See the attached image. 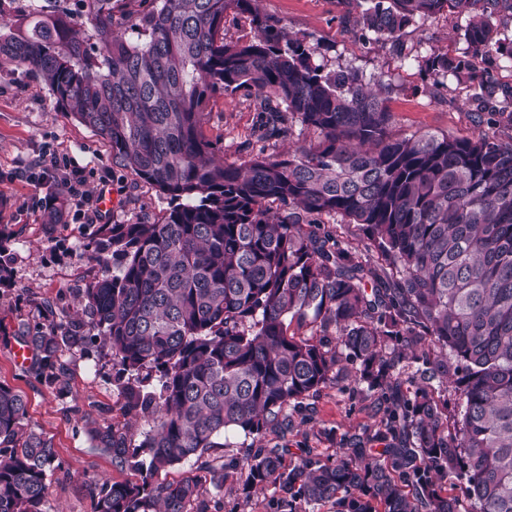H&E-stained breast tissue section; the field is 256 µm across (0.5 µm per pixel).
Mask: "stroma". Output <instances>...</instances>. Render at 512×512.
<instances>
[{"instance_id":"1","label":"stroma","mask_w":512,"mask_h":512,"mask_svg":"<svg viewBox=\"0 0 512 512\" xmlns=\"http://www.w3.org/2000/svg\"><path fill=\"white\" fill-rule=\"evenodd\" d=\"M261 6L290 31L317 45L329 67H352L365 80L378 77L389 84L393 135L475 131L470 108L461 104L462 88L433 91L419 66L402 68L396 59L400 49L419 56L434 49L460 53L465 47L460 38L463 17L442 16L413 25L399 44L383 41L366 50L347 30V8L342 0H262ZM209 111L205 133L220 140L225 161L239 164L248 160L247 146L260 134L251 100L218 94L211 99ZM54 154L63 159L68 171L85 179L88 188L111 199L106 223L156 221L167 201L154 188L134 183L131 175L114 166L105 140L57 111L41 81L9 67L0 70V225L11 232L15 253L13 284L0 288V382L25 396L30 425L52 438L63 462L62 470L51 478L47 512H93L88 495L92 482L139 479L133 469L114 468L83 429L88 419L106 420L119 427L126 421L110 358L96 352L72 357L70 393L59 398L16 365L10 350L21 319L16 289L55 299L82 287L95 271L84 256L91 229L77 213L68 212L64 223L51 227L40 222L46 196L57 189L56 182L41 180V167ZM74 401L80 414H65V407ZM308 414L307 423L293 424L285 434L271 432L262 438L228 435L225 454L244 459L257 448L279 444L295 456L303 448H348L356 439L362 447L376 446L372 436L380 415L376 396L366 386L346 380L323 389L310 398ZM238 479L237 473L228 474L224 494L210 512H269L270 492L243 498L236 491Z\"/></svg>"}]
</instances>
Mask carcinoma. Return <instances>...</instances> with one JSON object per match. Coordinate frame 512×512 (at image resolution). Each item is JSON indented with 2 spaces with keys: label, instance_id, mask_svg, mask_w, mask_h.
<instances>
[{
  "label": "carcinoma",
  "instance_id": "carcinoma-1",
  "mask_svg": "<svg viewBox=\"0 0 512 512\" xmlns=\"http://www.w3.org/2000/svg\"><path fill=\"white\" fill-rule=\"evenodd\" d=\"M0 0V68L46 85L58 111L101 136L112 163L168 200L153 223L95 224L85 245L98 266L76 309L17 289L34 316L18 341L26 372L67 394L69 357H112L123 412L148 425L91 423L86 434L138 482L89 488L94 512H210L224 471L246 498L272 485L273 512H462L448 480L479 512H512V87L474 58L512 60V0H342L365 44L466 15V51L437 49L419 67L434 85L465 87L478 132L395 136L389 87L355 68L330 69L318 47L265 13L260 0H160L143 15L113 0H45L14 18ZM252 36L228 41V13ZM243 93L263 145L240 165L204 132L208 103ZM317 135L288 153L287 120ZM58 187L44 224H60ZM339 217L366 240L321 229ZM11 234L0 228V277L12 276ZM311 335H298L301 327ZM463 411L453 429L434 391L393 398L399 375L448 380ZM355 371L347 372V364ZM384 404L377 456L259 448L244 463L212 450L228 431L286 432L294 414L345 378ZM188 463L180 480L158 472ZM62 463L27 422L24 396L0 384V512H46Z\"/></svg>",
  "mask_w": 512,
  "mask_h": 512
}]
</instances>
